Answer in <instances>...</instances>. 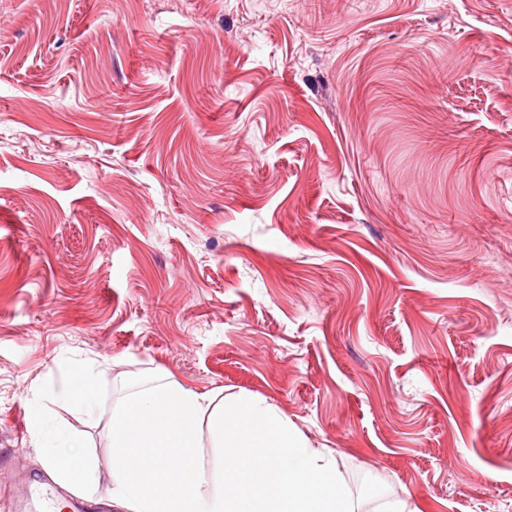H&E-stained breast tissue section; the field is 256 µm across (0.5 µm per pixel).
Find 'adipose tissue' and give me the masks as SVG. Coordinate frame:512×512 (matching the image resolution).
<instances>
[{
    "label": "adipose tissue",
    "instance_id": "1",
    "mask_svg": "<svg viewBox=\"0 0 512 512\" xmlns=\"http://www.w3.org/2000/svg\"><path fill=\"white\" fill-rule=\"evenodd\" d=\"M109 361L73 363L61 386L40 383L29 432L50 479L94 499L98 467L84 439L60 426L54 406L92 418ZM222 459L206 468L201 436ZM120 512H362L332 451L312 447L277 406L241 391L198 390L163 373L127 372L112 401V486Z\"/></svg>",
    "mask_w": 512,
    "mask_h": 512
}]
</instances>
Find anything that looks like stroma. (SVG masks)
Masks as SVG:
<instances>
[{"label":"stroma","mask_w":512,"mask_h":512,"mask_svg":"<svg viewBox=\"0 0 512 512\" xmlns=\"http://www.w3.org/2000/svg\"><path fill=\"white\" fill-rule=\"evenodd\" d=\"M88 359L512 512V0H0V506ZM53 414L111 487L110 402Z\"/></svg>","instance_id":"1"}]
</instances>
